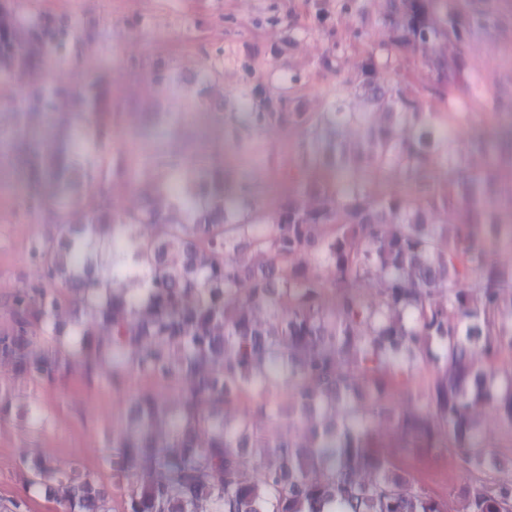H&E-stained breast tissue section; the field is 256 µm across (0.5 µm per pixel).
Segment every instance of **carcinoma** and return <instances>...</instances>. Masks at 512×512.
Instances as JSON below:
<instances>
[{"instance_id": "obj_1", "label": "carcinoma", "mask_w": 512, "mask_h": 512, "mask_svg": "<svg viewBox=\"0 0 512 512\" xmlns=\"http://www.w3.org/2000/svg\"><path fill=\"white\" fill-rule=\"evenodd\" d=\"M499 17L448 10L447 0H391L387 37L397 50L417 56L434 74L430 95L478 90L456 48L476 26L495 28ZM69 22L16 19L13 0H0V72L34 76L46 62L63 64L71 53ZM379 65L362 62L348 90L387 97L385 118L366 112H303L287 91L242 98L247 127L278 125L301 132L296 165L282 174L290 184L271 211L256 206L239 218V203L224 200V181L187 169L171 181L147 177L146 206L138 215H114L85 192L104 185L112 139L122 104L103 80L83 90L55 87L51 95L20 93L16 135L70 102V114L87 124L57 133L69 149L41 148L29 168L35 183L53 182L55 207L64 222L55 238L35 237L30 256L44 267L43 280L10 296V324L0 330V362H10L37 390L62 381L78 366L89 385L103 368L119 384L129 373L156 383L191 377L169 405L145 391L135 401L131 431L112 440L105 460L112 500L119 512H512V485L492 478L494 461L484 454L477 404H496L512 427V376L479 370L470 347L480 346L494 364L512 351V268L491 261L478 244L497 230V211L512 201V183L488 174L448 179L416 197L397 192L369 195L358 180L337 190L310 176L319 158L336 171L381 174L397 165L413 176L435 164L459 171L461 161L445 125L474 123L469 112H425L422 101L401 86L375 82ZM151 80L171 84L170 67L156 64ZM358 124L357 141L322 138L320 131ZM457 205L464 219L453 232L432 225L433 211ZM112 227V248L133 243L130 259H118L112 274H97L103 226ZM331 271L327 279L322 270ZM378 279L377 297L363 299L367 280ZM447 296L443 304L433 295ZM80 305L109 335L59 310ZM269 317L257 321L253 310ZM409 349L435 372L426 400L400 415L388 393L407 382L395 354ZM294 385L293 416L331 419L344 405L348 418L314 429L305 444H291L246 416L224 418L227 403L260 399L269 415L271 389ZM390 418L403 447L425 453L455 449L474 467L473 479L456 502L423 480L397 474L394 456L373 433ZM30 421L41 431L50 416L36 401ZM207 439L199 443L197 433ZM266 459L262 482L253 479V459ZM369 469L367 483L355 473ZM25 489L44 490L65 512H110L101 471L75 463L60 471L51 462L27 467Z\"/></svg>"}]
</instances>
